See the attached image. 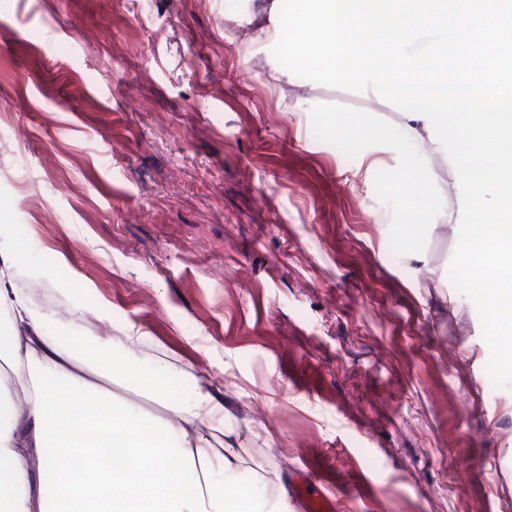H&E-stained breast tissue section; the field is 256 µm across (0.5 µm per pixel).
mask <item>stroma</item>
Instances as JSON below:
<instances>
[{
    "label": "stroma",
    "instance_id": "35a3bbf8",
    "mask_svg": "<svg viewBox=\"0 0 512 512\" xmlns=\"http://www.w3.org/2000/svg\"><path fill=\"white\" fill-rule=\"evenodd\" d=\"M269 2L0 0V225L26 293L75 355L100 332L142 371L166 360L174 400L207 377L238 483L262 467L336 512H503L512 389L449 279L456 171L381 97L297 92L259 34Z\"/></svg>",
    "mask_w": 512,
    "mask_h": 512
}]
</instances>
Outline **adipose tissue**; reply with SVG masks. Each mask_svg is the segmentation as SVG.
Wrapping results in <instances>:
<instances>
[{
  "label": "adipose tissue",
  "mask_w": 512,
  "mask_h": 512,
  "mask_svg": "<svg viewBox=\"0 0 512 512\" xmlns=\"http://www.w3.org/2000/svg\"><path fill=\"white\" fill-rule=\"evenodd\" d=\"M0 230V512H268L258 486H237L241 451L214 454L199 425H223L206 390L170 400L169 367L150 372L103 340L85 357L46 330ZM222 469L232 492L218 487Z\"/></svg>",
  "instance_id": "adipose-tissue-1"
}]
</instances>
